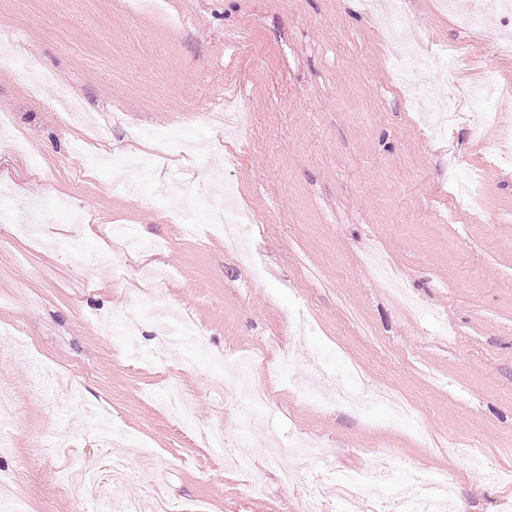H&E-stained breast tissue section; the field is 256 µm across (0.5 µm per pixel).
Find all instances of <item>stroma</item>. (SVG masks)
Segmentation results:
<instances>
[{"label":"stroma","mask_w":512,"mask_h":512,"mask_svg":"<svg viewBox=\"0 0 512 512\" xmlns=\"http://www.w3.org/2000/svg\"><path fill=\"white\" fill-rule=\"evenodd\" d=\"M414 46L432 66L416 79L432 96H454L494 70L488 91L460 123L437 136L395 83L390 47L363 0H169L164 10L130 11L127 0H0L12 34L0 44V114L17 146H0V188L15 206L45 201L36 228L22 235L0 223V389L18 404L0 422L10 445L0 469L19 471L0 501L21 512H74L57 482L71 469L126 459L125 493L154 488L185 512H303L301 485H283L289 445L321 436L338 471H367L392 454L424 472H446L466 512H512V488L487 479L512 471V162L496 158L500 131L477 115L512 122V56L486 48L512 39V15L481 13L480 0H400ZM481 23L469 25L473 14ZM51 73L30 97L18 70ZM81 97L104 125L102 149L144 156L146 133L176 126L182 149L157 160L128 195L108 168L89 169L79 143L87 127L62 124L52 105L57 83ZM257 114L234 126L199 116L201 106ZM38 156L39 170L29 158ZM231 157L236 206L258 223L233 238L211 232L223 208L211 194V164ZM193 226L170 223L176 184ZM132 224L165 249L133 259L108 236ZM109 252L111 262L77 265L72 242ZM257 255L240 259L239 243ZM166 269L164 300L202 330L160 363L159 330L141 320L135 335L105 336L104 315L148 299L142 270ZM269 394L258 416L261 445H239L240 402L215 395L210 379L240 352ZM306 378L316 359L356 366L365 386L389 387L415 410L394 424L373 405L362 418L297 397L278 361ZM61 374L57 405L30 400V363ZM194 400V425L169 417L170 382ZM145 442L151 457L129 455L100 437L93 412ZM223 426L225 469L201 436ZM477 448L474 466L462 451ZM257 480L267 492L249 494Z\"/></svg>","instance_id":"35a3bbf8"}]
</instances>
